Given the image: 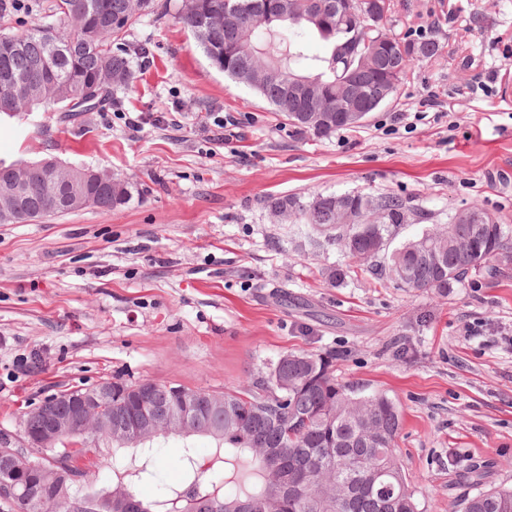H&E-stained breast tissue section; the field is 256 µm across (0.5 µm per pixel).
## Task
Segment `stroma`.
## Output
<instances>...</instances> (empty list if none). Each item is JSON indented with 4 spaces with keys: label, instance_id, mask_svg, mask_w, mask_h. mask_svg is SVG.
I'll return each mask as SVG.
<instances>
[{
    "label": "stroma",
    "instance_id": "35a3bbf8",
    "mask_svg": "<svg viewBox=\"0 0 512 512\" xmlns=\"http://www.w3.org/2000/svg\"><path fill=\"white\" fill-rule=\"evenodd\" d=\"M392 3L391 34L441 53L362 126L327 137L297 134L214 68L176 19L182 0H155L127 31L136 79L112 86L105 110L0 116V161L54 157L137 186L109 212L0 224V431L101 379L221 391L283 352L331 354L339 380L398 405L420 512H451L470 463L512 487V263L445 294L381 288L351 256L303 245L267 204L395 192L429 215L399 244L474 204L512 226V0ZM329 267L345 279L326 282ZM183 445L158 439L140 498L180 482Z\"/></svg>",
    "mask_w": 512,
    "mask_h": 512
}]
</instances>
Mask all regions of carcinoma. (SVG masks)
Segmentation results:
<instances>
[{"label": "carcinoma", "mask_w": 512, "mask_h": 512, "mask_svg": "<svg viewBox=\"0 0 512 512\" xmlns=\"http://www.w3.org/2000/svg\"><path fill=\"white\" fill-rule=\"evenodd\" d=\"M266 0H189L178 19L213 65L231 78L240 47L253 50L249 60L258 69L274 68L282 82L297 77L313 81L315 103L332 110L329 123L311 126L305 119L306 100L292 97L288 106L266 102L282 113L301 134L329 136L357 123L336 111V102L353 87L371 99L386 101L407 77L413 58L431 60L439 45L425 39L404 44L407 58L399 75L391 72L395 46L369 52L360 45L352 53L345 42L358 31L370 39L369 13L344 12L315 21L316 0H288V16L264 20L254 4ZM243 14L242 28L232 35L224 30V10ZM154 10V0H57L58 22L37 25L18 34L0 32V112L16 116L26 112V102L43 112H59L75 104L77 112L104 107L110 85L133 82L135 73L121 43L137 18ZM317 35L325 44L322 56L307 52V39ZM134 183L120 177L107 184L95 174L63 173L47 166L19 192L4 212L15 218L33 216L45 207L68 210L91 203L110 210L132 198ZM348 201L381 216L377 224L357 230L338 222L336 195L274 197L268 207L288 213L295 224L319 233L318 246H338L366 265V271L385 287L446 292L472 275L493 277L492 262L512 261V229L504 224L462 223L448 214V223L436 224L419 236L423 248L439 254L443 272L404 242L384 265L376 258L395 232L389 223L400 211L428 214L412 199L394 192H353ZM333 356L286 352L271 365L264 379L224 390V409L201 407L192 424L204 432L221 428L224 439L215 446L216 461L224 464L223 480L208 475L192 447L180 459L182 481L150 502L139 500L141 512H242L240 502L250 501L254 512H419L400 463L396 438L401 416L392 399L382 393L359 395L335 374ZM155 442L131 455L120 448H104L100 458L74 452L83 470L98 467L112 456V473L119 482L135 486L153 476ZM457 512H512V489L483 486L461 502Z\"/></svg>", "instance_id": "cac0c4a2"}]
</instances>
